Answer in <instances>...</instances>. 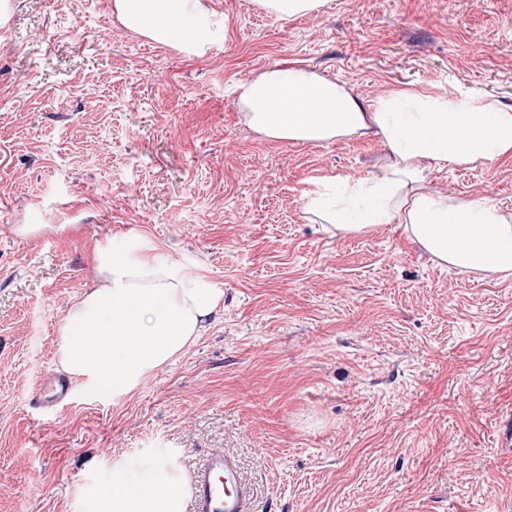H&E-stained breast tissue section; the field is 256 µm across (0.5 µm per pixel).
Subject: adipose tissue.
<instances>
[{"mask_svg": "<svg viewBox=\"0 0 512 512\" xmlns=\"http://www.w3.org/2000/svg\"><path fill=\"white\" fill-rule=\"evenodd\" d=\"M129 31L188 56L224 39V15L209 0H113ZM244 123L294 145L379 139L385 155L361 176L309 179L306 212L327 232L359 237L399 225L436 265L512 277V213L484 196L433 190L436 166L491 167L512 158V107L481 95L399 88L363 102L347 83L299 62L267 68L238 86ZM99 283L69 308L56 342L64 374L80 390L119 402L174 362L214 322L223 291L194 268L159 259L152 246L104 245ZM185 476L157 455L149 473L112 471L95 512H185Z\"/></svg>", "mask_w": 512, "mask_h": 512, "instance_id": "1", "label": "adipose tissue"}]
</instances>
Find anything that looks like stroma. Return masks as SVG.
Masks as SVG:
<instances>
[{
	"instance_id": "1",
	"label": "stroma",
	"mask_w": 512,
	"mask_h": 512,
	"mask_svg": "<svg viewBox=\"0 0 512 512\" xmlns=\"http://www.w3.org/2000/svg\"><path fill=\"white\" fill-rule=\"evenodd\" d=\"M113 0H12L0 22V512H93L115 464L191 475L234 455L255 512H512V278L437 266L389 224L311 223L310 177L361 175L378 140L291 145L242 123L237 85L291 61L363 100L416 86L512 106V0H329L279 19L210 0L188 57ZM432 189L512 210V161ZM36 224L22 235L18 225ZM148 240L224 293L216 323L120 403L59 376L99 245Z\"/></svg>"
}]
</instances>
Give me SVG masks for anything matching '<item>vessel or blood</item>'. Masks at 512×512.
Here are the masks:
<instances>
[{"label": "vessel or blood", "instance_id": "obj_1", "mask_svg": "<svg viewBox=\"0 0 512 512\" xmlns=\"http://www.w3.org/2000/svg\"><path fill=\"white\" fill-rule=\"evenodd\" d=\"M190 509L191 512H254L253 491L231 455L211 452L196 469Z\"/></svg>", "mask_w": 512, "mask_h": 512}]
</instances>
